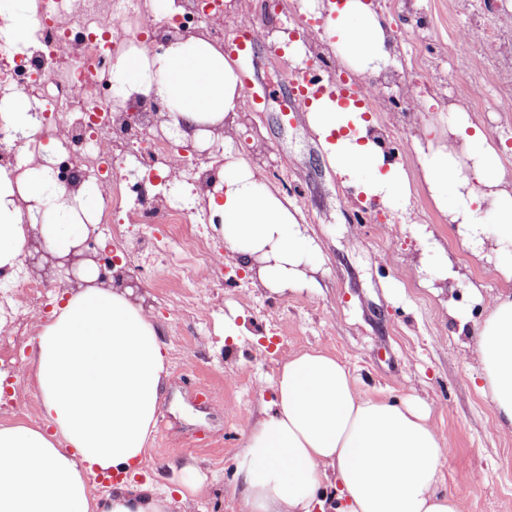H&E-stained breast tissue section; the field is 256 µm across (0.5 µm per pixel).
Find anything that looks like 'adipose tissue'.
<instances>
[{
  "label": "adipose tissue",
  "mask_w": 512,
  "mask_h": 512,
  "mask_svg": "<svg viewBox=\"0 0 512 512\" xmlns=\"http://www.w3.org/2000/svg\"><path fill=\"white\" fill-rule=\"evenodd\" d=\"M329 49L355 76L371 79L397 67L390 29L373 0H324ZM124 98L147 96L167 108L186 140L223 124L242 104L236 63L208 40L179 39L140 49L114 67ZM309 125L325 159L345 185L397 210L408 207L401 163L389 161L364 108L312 99ZM434 206L480 254L496 245V269L508 289L471 329L478 344L482 392L500 427L512 429V182L485 132L458 112L448 140H413ZM222 185L208 206L224 224V241L242 258L268 252L260 281L285 289L313 257L288 199L269 190L259 170L225 151ZM29 209H21V202ZM84 193L57 185L50 157L18 177L0 172V271L18 266L28 225L40 224L48 248L69 254L85 231ZM167 352L146 311L95 275L42 323L29 359L42 426L0 424V512H168L150 484L136 483L169 372ZM446 455L434 427L415 406L361 393L349 370L317 350L287 358L275 397L248 425L236 470L243 512H461L439 491ZM113 478L104 500L91 481Z\"/></svg>",
  "instance_id": "obj_1"
}]
</instances>
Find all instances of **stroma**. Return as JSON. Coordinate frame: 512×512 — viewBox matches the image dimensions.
Wrapping results in <instances>:
<instances>
[{"mask_svg": "<svg viewBox=\"0 0 512 512\" xmlns=\"http://www.w3.org/2000/svg\"><path fill=\"white\" fill-rule=\"evenodd\" d=\"M391 21L401 66L375 89L383 105H368L386 146L399 147L410 181L412 223L388 207L364 208L322 156L305 106L293 101V65L281 39L261 41L239 58L259 107L242 104L232 148L260 169L265 185L288 198L316 246L307 278L288 289L266 288L224 243L221 224L200 232L219 260L199 262V289L184 287L167 268L161 233L130 224L124 236L97 226L92 253H123L137 283L133 299L156 327L169 361L139 481L169 498V512H242L234 495L237 464L249 422L274 398L282 360L315 348L344 364L365 395L423 406L449 459L440 488L460 501L461 512H512V432L497 426L494 405L476 384L481 371L473 336L460 332L453 311L481 321L485 303L504 288L494 264L476 260L457 229L432 204L411 141L430 129L448 137L449 105L466 108L500 151L512 176V112L500 109L497 89L512 85V0H377ZM235 20L291 28L305 14L301 0H231ZM497 29L467 60L452 48L459 36ZM481 82L482 108L464 90ZM448 259L458 280L442 279L424 262L428 246ZM23 257L32 278L59 295L58 269L40 235H30ZM42 315L33 309L8 318L15 335L13 360L0 362L7 386L0 424L40 425V396L28 374L35 344L31 331ZM234 317L237 335L225 336ZM209 399L199 398L195 385ZM193 494H185L186 485Z\"/></svg>", "mask_w": 512, "mask_h": 512, "instance_id": "stroma-1", "label": "stroma"}]
</instances>
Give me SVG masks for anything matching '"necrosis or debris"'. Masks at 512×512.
Here are the masks:
<instances>
[{
    "label": "necrosis or debris",
    "instance_id": "necrosis-or-debris-1",
    "mask_svg": "<svg viewBox=\"0 0 512 512\" xmlns=\"http://www.w3.org/2000/svg\"><path fill=\"white\" fill-rule=\"evenodd\" d=\"M177 12L158 15L147 0H31L34 35L23 50L0 45V105L25 94L36 123L27 135V150L40 155L53 144L58 157L56 180L70 188L92 181L101 189V205L92 221L112 225L124 207L114 176L117 149H128V163L144 172L165 165L193 181L197 193L214 182L211 170L186 161L167 139L146 138L155 108L143 103L133 127H125V105L112 85L113 68L131 48L155 46L160 32L173 27L199 31L216 45L224 42L221 0H176ZM138 224H178L197 229L199 209L174 200L150 199L134 212ZM5 289L0 303L39 307L47 294L27 278L23 268L0 275Z\"/></svg>",
    "mask_w": 512,
    "mask_h": 512
}]
</instances>
